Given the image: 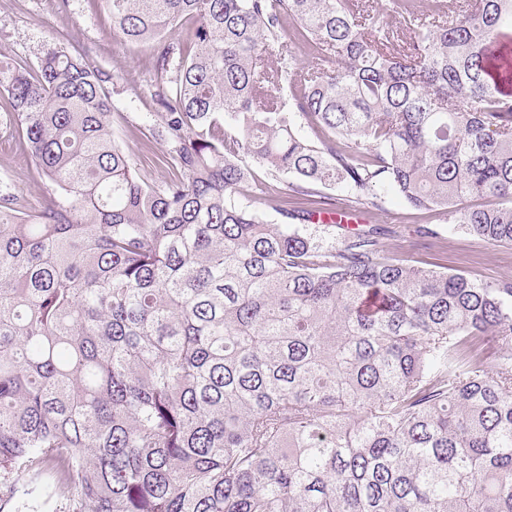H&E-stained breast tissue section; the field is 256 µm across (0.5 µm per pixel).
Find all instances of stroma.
<instances>
[{
    "label": "stroma",
    "mask_w": 512,
    "mask_h": 512,
    "mask_svg": "<svg viewBox=\"0 0 512 512\" xmlns=\"http://www.w3.org/2000/svg\"><path fill=\"white\" fill-rule=\"evenodd\" d=\"M60 37L71 52L111 74L109 109L128 117L114 133L138 164L154 179H162L166 169L156 163L160 145L148 134L157 110L150 52L122 43L108 14L94 0H0V59L36 65ZM9 110L7 99L0 96V191L20 195L32 212L40 209L46 189L25 144L5 121ZM375 192L379 208L359 215L358 223L363 228L380 227L386 255L487 283L512 278V246L487 244L449 223L440 210L410 206L387 185L377 184ZM423 226L434 229L435 237L419 238L417 231Z\"/></svg>",
    "instance_id": "obj_1"
}]
</instances>
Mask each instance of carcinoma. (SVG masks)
Wrapping results in <instances>:
<instances>
[{
    "label": "carcinoma",
    "mask_w": 512,
    "mask_h": 512,
    "mask_svg": "<svg viewBox=\"0 0 512 512\" xmlns=\"http://www.w3.org/2000/svg\"><path fill=\"white\" fill-rule=\"evenodd\" d=\"M99 2L152 53L170 175L114 137L106 71L60 44L0 62L51 187L34 212L0 194V500L512 512V279L390 258L376 228L325 245L313 209L270 224L234 201L250 157L281 198L339 185L376 209L386 183L511 246L512 0ZM485 197L511 204H467Z\"/></svg>",
    "instance_id": "obj_1"
}]
</instances>
